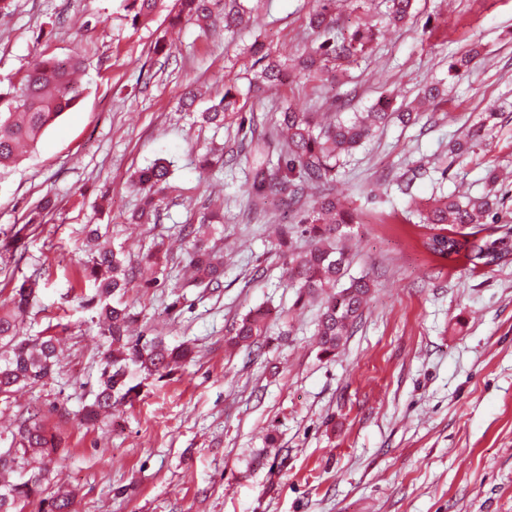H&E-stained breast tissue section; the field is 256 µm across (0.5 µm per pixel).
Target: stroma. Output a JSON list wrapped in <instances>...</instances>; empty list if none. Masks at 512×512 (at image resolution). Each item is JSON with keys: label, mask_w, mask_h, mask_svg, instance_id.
<instances>
[{"label": "stroma", "mask_w": 512, "mask_h": 512, "mask_svg": "<svg viewBox=\"0 0 512 512\" xmlns=\"http://www.w3.org/2000/svg\"><path fill=\"white\" fill-rule=\"evenodd\" d=\"M124 0H12L0 16V81L21 82L39 53L83 62L79 103L0 179V305L24 279H39L24 326L35 335L63 324L51 378L16 387L0 404V427L40 407L62 438L53 483L75 490L76 512H512V256L492 266L448 260L424 246L429 225L415 204L450 193H484L499 181V221L512 225V0H415L410 20L389 24L384 0L344 4L379 35L371 51L332 79L290 78L249 91L246 48L261 41L289 62L311 41L316 0H264L246 28L202 34L169 29L164 15L133 25ZM163 52H155L156 43ZM479 55L462 76L449 65ZM448 102L390 122L349 157L334 187L357 210L348 274L373 288L352 334L323 354L316 328L323 300L298 301L276 229L298 212L255 206L246 145L269 138L282 107L363 111L380 95L410 101L431 79ZM236 80L243 120L222 129L181 109L195 87L220 98ZM505 110L488 133L473 125ZM455 140L464 155L450 154ZM223 168L200 169L203 155ZM171 162L168 206L153 224H132L137 170ZM224 221L212 241L224 253V286L184 276L182 228L199 223L213 194ZM53 207L25 228L42 198ZM101 228L113 248L140 261L159 251L164 284L127 289L133 334L190 342L191 361L158 377L136 371L138 398L112 418L83 425L75 413L98 390L104 339L81 300L92 293L81 263ZM271 309L257 345L231 344L249 310Z\"/></svg>", "instance_id": "35a3bbf8"}]
</instances>
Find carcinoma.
<instances>
[{
	"label": "carcinoma",
	"mask_w": 512,
	"mask_h": 512,
	"mask_svg": "<svg viewBox=\"0 0 512 512\" xmlns=\"http://www.w3.org/2000/svg\"><path fill=\"white\" fill-rule=\"evenodd\" d=\"M163 0H128L127 10L133 12L132 21L148 22L161 8ZM317 9L309 17L310 29L321 39L315 50L301 55L287 66L272 59L263 44L254 42L250 51L257 56L258 69L248 78L249 86H282L290 73L320 75L329 73L336 62L357 59L367 54L375 37V30L357 24L347 32L335 30L336 0H317ZM388 20L403 23L411 17L413 0H388ZM177 11L168 13L172 28L184 22H193L203 32L223 16L224 30L233 31L245 21L241 0H176ZM81 63L72 56H37L27 70L20 87L0 88V177L14 167L26 149L36 147L57 119L75 106L82 94L77 79ZM238 89L231 85L224 95L200 113L201 122L215 128L224 126V120L244 111ZM412 112H397L387 97L379 98L365 112L353 117L335 118L318 122L313 113L289 105L280 112L275 130L279 147L277 160L267 157L259 168L269 170L252 184L259 201L270 196H281L288 205H295L308 196V191L336 181L340 159L349 155L392 119L406 123ZM170 163L163 158L141 170L135 186L142 195V205L132 215V221L145 224L157 216L161 195L169 189ZM494 190L480 198L461 200L453 194L431 201L422 211L423 223L439 228L425 242L433 254L449 259L461 253L475 266L496 264L512 255V228L501 236L480 237L473 231L463 238L444 232V226L477 228L488 221H496ZM51 201L43 199L28 213L22 229L43 221V213ZM220 218L216 212L205 213L200 227L189 225L182 239L188 266L193 270L192 282L205 287H222L224 260L209 245L202 227ZM302 232L311 239L303 252L288 250L284 263L288 266V281L298 289V299L325 294L327 299L316 336L324 354H333L350 335L362 315L372 284L365 278L350 280L340 286L348 264L346 228L358 223L354 210L329 192L318 197L302 211L298 220ZM83 278L93 288L86 305L95 310L98 325L106 338L103 368L99 390L94 401L85 408L83 421L95 423L112 416V407L132 399L137 386H129L126 379L131 369L149 375L165 374L172 365L191 358L187 345L170 348L157 338L131 336L128 323L134 314L130 307L115 299L141 274L140 266L127 262L121 250L100 249L89 254L82 268ZM39 281L23 280L12 290L10 307L0 310V402H8L14 387L36 385L49 378L57 365L56 336L46 329L39 336H30L24 330L23 314L36 298ZM270 310L259 307L246 315L234 329L237 345L256 343L265 335ZM0 512H26L34 499H39V512H72V492H48L50 465L61 447V439L51 432L42 410L27 409V416L16 430L1 432L0 443Z\"/></svg>",
	"instance_id": "obj_1"
}]
</instances>
